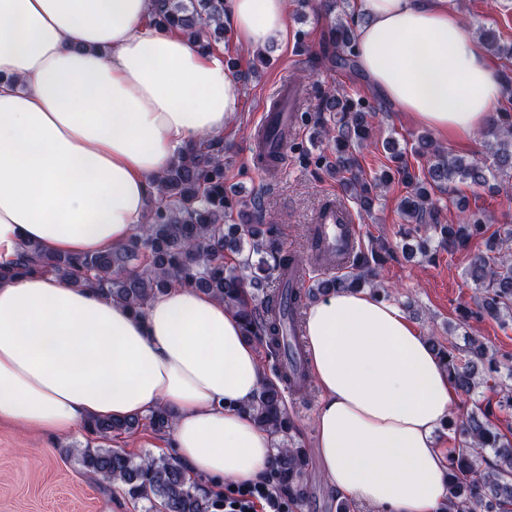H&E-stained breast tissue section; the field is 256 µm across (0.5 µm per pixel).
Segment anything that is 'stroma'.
<instances>
[{
    "label": "stroma",
    "mask_w": 512,
    "mask_h": 512,
    "mask_svg": "<svg viewBox=\"0 0 512 512\" xmlns=\"http://www.w3.org/2000/svg\"><path fill=\"white\" fill-rule=\"evenodd\" d=\"M468 31L479 34L493 29L502 44H512V0H448ZM329 20L299 0H290V38L287 46H274L267 62L252 66L233 36H226L215 51L235 59L234 72L242 87L240 110L224 136L226 147L224 186L256 196L278 224L288 248L309 254L308 228L312 216L329 195L341 192L340 183L320 163L327 154L318 142L313 117L319 112L327 89H343L354 98L365 100L376 110V123L385 138L409 150L418 135L427 131L395 112L356 74L332 68L328 63L309 64L310 55L320 52L322 33ZM289 74L303 85L306 112L304 127L289 140L286 162L279 176L260 177L248 156V142L255 118L265 104L274 80ZM449 195L463 193L476 200L478 217L492 225L512 224V191L491 192L456 182ZM406 193L400 179L384 188L370 211H358L362 246L375 242L389 244L391 251L381 269L380 281L392 288V302L403 307L407 317L426 336L447 341L449 324L458 322L463 310H471L467 331L478 336L499 353L512 354V322L475 315V287L464 274L466 252H438L435 260L409 255L402 248L399 232L403 222L399 203ZM319 388H311L306 405L287 400L288 416L295 426L296 447L313 446V420L321 403ZM87 442L83 428L57 438H39L0 423V512H150L148 502L130 501L118 486H107L83 469L70 447ZM307 497L298 512H337V498L331 494L316 457H309L304 476Z\"/></svg>",
    "instance_id": "1"
}]
</instances>
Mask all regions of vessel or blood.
Instances as JSON below:
<instances>
[{"instance_id":"vessel-or-blood-1","label":"vessel or blood","mask_w":512,"mask_h":512,"mask_svg":"<svg viewBox=\"0 0 512 512\" xmlns=\"http://www.w3.org/2000/svg\"><path fill=\"white\" fill-rule=\"evenodd\" d=\"M269 128L282 133L284 138H291L299 128V117L294 112L263 111L248 147L261 173L266 170L261 163L262 154L270 148L263 133ZM312 223L311 242L315 264L332 272L348 270L349 257L361 240V230L347 201L340 196L327 198L315 212Z\"/></svg>"}]
</instances>
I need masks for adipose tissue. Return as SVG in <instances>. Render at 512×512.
Masks as SVG:
<instances>
[{
  "instance_id": "adipose-tissue-1",
  "label": "adipose tissue",
  "mask_w": 512,
  "mask_h": 512,
  "mask_svg": "<svg viewBox=\"0 0 512 512\" xmlns=\"http://www.w3.org/2000/svg\"><path fill=\"white\" fill-rule=\"evenodd\" d=\"M151 0H0V264L22 245L72 257L126 243L178 150L223 135L241 88L220 56L151 24ZM289 0H225L239 47L287 42ZM355 59L395 111L467 141L504 91L448 0H357ZM322 401L314 451L331 490L380 512H439L433 440L459 394L393 302L344 291L310 305ZM265 380L241 321L179 285L137 317L50 275L0 279V422L40 437L92 419L172 415L194 478L267 477L272 437L245 413Z\"/></svg>"
}]
</instances>
